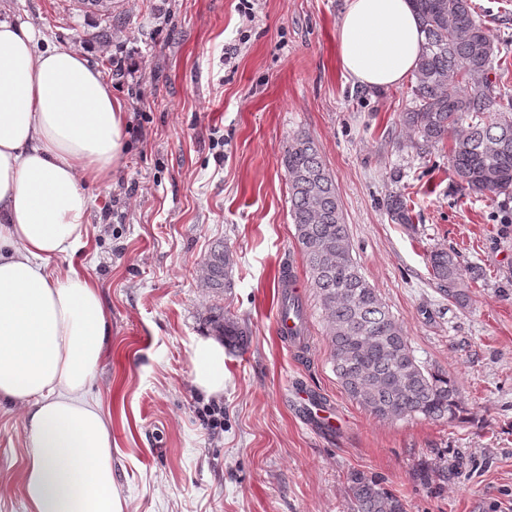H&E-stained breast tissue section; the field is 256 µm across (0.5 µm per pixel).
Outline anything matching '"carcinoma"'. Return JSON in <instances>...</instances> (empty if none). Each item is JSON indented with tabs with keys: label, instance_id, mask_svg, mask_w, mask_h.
Instances as JSON below:
<instances>
[{
	"label": "carcinoma",
	"instance_id": "obj_1",
	"mask_svg": "<svg viewBox=\"0 0 512 512\" xmlns=\"http://www.w3.org/2000/svg\"><path fill=\"white\" fill-rule=\"evenodd\" d=\"M425 43L415 71L412 106L402 124L426 150L444 141L460 186L477 194L512 191V114L496 112L490 79L499 48L474 15L471 0H412ZM295 239L313 289L326 314V338L336 377L347 395L371 415L388 420L454 421L463 409L457 383L420 364L402 324L391 314L354 260L336 185L315 141L298 135L283 159ZM398 224L412 223L405 198L388 207ZM233 256L224 243L211 247L205 283L217 293L231 287ZM430 276L440 294L467 301L466 275L455 252L429 254ZM224 343L248 345L249 334L228 315L212 319ZM428 485L448 480V466L417 470ZM352 512H407L382 480L361 470L346 478Z\"/></svg>",
	"mask_w": 512,
	"mask_h": 512
}]
</instances>
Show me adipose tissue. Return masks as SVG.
Instances as JSON below:
<instances>
[{
  "instance_id": "adipose-tissue-1",
  "label": "adipose tissue",
  "mask_w": 512,
  "mask_h": 512,
  "mask_svg": "<svg viewBox=\"0 0 512 512\" xmlns=\"http://www.w3.org/2000/svg\"><path fill=\"white\" fill-rule=\"evenodd\" d=\"M0 18V402L20 406L24 512H123L112 476V420L88 400L110 336L98 287L49 261L87 242L92 199L117 167L126 113L80 52ZM352 85L413 77L424 34L411 0H347L337 28ZM193 383L224 393V346L197 337Z\"/></svg>"
}]
</instances>
